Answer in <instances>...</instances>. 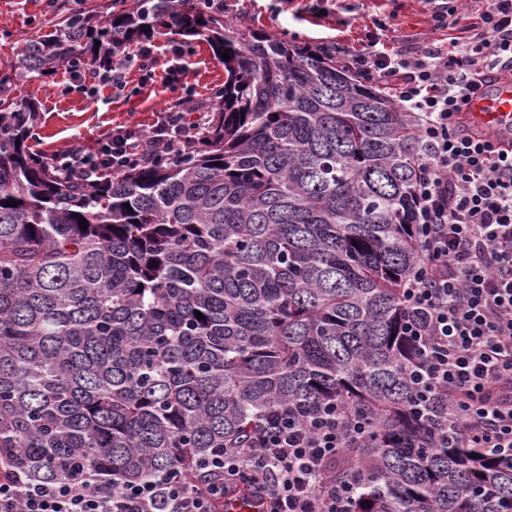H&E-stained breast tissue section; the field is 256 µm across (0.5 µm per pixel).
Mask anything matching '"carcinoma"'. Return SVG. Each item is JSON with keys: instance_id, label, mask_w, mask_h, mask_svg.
<instances>
[{"instance_id": "1", "label": "carcinoma", "mask_w": 512, "mask_h": 512, "mask_svg": "<svg viewBox=\"0 0 512 512\" xmlns=\"http://www.w3.org/2000/svg\"><path fill=\"white\" fill-rule=\"evenodd\" d=\"M162 28L224 65L205 134L163 164L59 177L37 104L0 98V476L188 473L275 409L332 402L372 423L329 464L355 512H512L511 457L407 411L414 113L334 48L224 24L219 0L73 13L0 84L110 67Z\"/></svg>"}]
</instances>
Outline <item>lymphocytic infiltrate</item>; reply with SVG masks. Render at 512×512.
I'll list each match as a JSON object with an SVG mask.
<instances>
[{
    "mask_svg": "<svg viewBox=\"0 0 512 512\" xmlns=\"http://www.w3.org/2000/svg\"><path fill=\"white\" fill-rule=\"evenodd\" d=\"M432 20L454 30L448 49L373 42L354 53L340 44L336 54L358 77L397 90L401 107L419 121L415 233L424 258L403 287L416 314L407 334L421 350L410 374V409L441 441L512 457V149L461 119L487 72L512 75V0H480L473 25L460 26L444 11ZM193 52L181 41L150 40L135 64L145 80L173 91ZM126 68L122 62L91 73L74 66L67 87L95 101L107 89L118 95ZM190 101L186 95L166 107L150 130L119 127L94 150L77 146L47 162L63 176L92 180L171 156L206 125V106L194 111ZM366 434V419L338 405H291L259 421L245 445L199 458L192 475L168 471L120 486L93 474L58 483L5 475L0 512H228L245 483L257 512H353V483L336 482L327 467Z\"/></svg>",
    "mask_w": 512,
    "mask_h": 512,
    "instance_id": "f902f5d3",
    "label": "lymphocytic infiltrate"
}]
</instances>
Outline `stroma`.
<instances>
[{"instance_id": "stroma-1", "label": "stroma", "mask_w": 512, "mask_h": 512, "mask_svg": "<svg viewBox=\"0 0 512 512\" xmlns=\"http://www.w3.org/2000/svg\"><path fill=\"white\" fill-rule=\"evenodd\" d=\"M224 20L243 31H262L291 42L340 40L349 49L390 36L396 45L415 48L423 42L447 45V32L433 29L434 0H224ZM111 0H0V75L12 72L24 39L52 33L75 11L108 16ZM183 78L196 100L224 82V67L206 43L194 45ZM66 70L47 78L19 79L8 89L18 102L33 101L39 121L31 145L43 155L76 146H95L122 125L149 127L157 112L175 100L160 84L143 83L137 69L128 74L129 90L106 101L73 91L63 93Z\"/></svg>"}]
</instances>
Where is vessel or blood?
Segmentation results:
<instances>
[{"label":"vessel or blood","mask_w":512,"mask_h":512,"mask_svg":"<svg viewBox=\"0 0 512 512\" xmlns=\"http://www.w3.org/2000/svg\"><path fill=\"white\" fill-rule=\"evenodd\" d=\"M466 119L478 130L512 133V79L492 78L465 106Z\"/></svg>","instance_id":"vessel-or-blood-1"}]
</instances>
